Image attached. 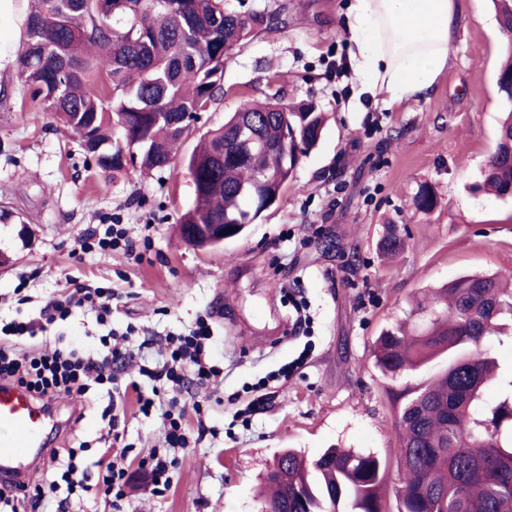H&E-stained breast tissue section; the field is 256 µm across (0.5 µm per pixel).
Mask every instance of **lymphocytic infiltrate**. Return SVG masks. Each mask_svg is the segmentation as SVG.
Returning <instances> with one entry per match:
<instances>
[{
    "mask_svg": "<svg viewBox=\"0 0 512 512\" xmlns=\"http://www.w3.org/2000/svg\"><path fill=\"white\" fill-rule=\"evenodd\" d=\"M112 299L111 288L80 286L51 299L41 316L50 325L89 305L96 310L99 323L107 325L112 318ZM134 333L131 326L122 333L109 329L101 336L97 349L87 350L38 336L30 322L15 321L0 328L1 382L26 388L40 402L72 393L84 395L94 386L106 390L115 408L123 406L132 395L143 415L159 412L164 424L163 449L134 456L124 451L116 457L106 448L89 471L78 468L60 452H52L47 467L55 473V480L28 483L12 493L0 490V512H45L47 500L53 498L62 482L90 497L121 498L128 471L134 466L149 471L154 496H165L171 489L177 464L174 450L188 448L193 432H205L206 426L201 421L190 424L185 409L178 407L176 400H165L164 395L172 387L188 393L192 388L215 383L223 372L206 357L212 328L201 317L188 332L168 339L160 350L161 362L140 367L138 377L122 378L132 354L118 342Z\"/></svg>",
    "mask_w": 512,
    "mask_h": 512,
    "instance_id": "lymphocytic-infiltrate-1",
    "label": "lymphocytic infiltrate"
}]
</instances>
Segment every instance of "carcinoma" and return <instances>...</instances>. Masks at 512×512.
Here are the masks:
<instances>
[{
	"label": "carcinoma",
	"instance_id": "carcinoma-1",
	"mask_svg": "<svg viewBox=\"0 0 512 512\" xmlns=\"http://www.w3.org/2000/svg\"><path fill=\"white\" fill-rule=\"evenodd\" d=\"M512 35V0H493ZM288 26V5L240 15L224 0H32L16 64L29 91L27 111L48 112L80 139L104 173L129 178L171 166L197 113L224 97L230 52L254 34ZM509 110L484 171V185L512 198V43L497 79ZM258 122L265 148L244 150L238 123ZM325 116L278 100L249 105L211 130L190 155L195 205L181 226L256 221L288 184L298 160L320 140ZM288 142V155L280 151ZM128 152L110 165L98 153ZM428 326L409 336L386 331L376 366L392 377L441 355L446 370L390 389L398 482L396 512H512V371L499 370L489 340L512 312V290L494 275L461 277L441 289ZM492 385L502 398L489 407ZM389 464L373 453L327 448L313 460L288 449L266 474L275 512H389Z\"/></svg>",
	"mask_w": 512,
	"mask_h": 512
}]
</instances>
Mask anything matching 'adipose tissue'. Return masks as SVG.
Instances as JSON below:
<instances>
[{
	"label": "adipose tissue",
	"instance_id": "1",
	"mask_svg": "<svg viewBox=\"0 0 512 512\" xmlns=\"http://www.w3.org/2000/svg\"><path fill=\"white\" fill-rule=\"evenodd\" d=\"M466 0H348L345 32L358 92L390 110L426 97L449 64Z\"/></svg>",
	"mask_w": 512,
	"mask_h": 512
}]
</instances>
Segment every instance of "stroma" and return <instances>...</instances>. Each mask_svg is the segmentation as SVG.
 Masks as SVG:
<instances>
[{
    "label": "stroma",
    "instance_id": "stroma-1",
    "mask_svg": "<svg viewBox=\"0 0 512 512\" xmlns=\"http://www.w3.org/2000/svg\"><path fill=\"white\" fill-rule=\"evenodd\" d=\"M346 0H224L227 11L288 6V26L250 37L224 64V96L201 112L170 169L129 180L86 165L79 139L50 114L26 111L16 67L0 74V326L37 317L51 297L79 282L117 293L111 326L144 329L154 346L197 317L214 329L212 357L224 381L203 396L214 433L180 452L172 489L152 497L142 477L124 490L121 512H260L257 491L283 449L309 458L330 447L393 459L398 441L387 388L433 376L389 379L374 365L373 343L401 322L421 327L417 299L475 272L512 278V199L480 185L496 142L503 99L497 74L508 41L492 0H467L448 47L450 64L429 98L385 111L357 96L346 57ZM280 95L315 103L327 117L319 144L300 154L279 200L244 235L215 250L185 242L180 217L194 204L185 165L200 137L252 101ZM428 188L431 211L415 197ZM120 217L134 255L86 252L81 237ZM403 250L384 260L388 230ZM341 252L324 253L325 237ZM302 329H295L297 318ZM108 326V327H111ZM108 327L92 310L58 329L94 348ZM107 395L56 402L54 418L96 458ZM253 405L249 424L237 417ZM85 417L69 422L71 407ZM135 450L156 445L158 416L126 404L121 420Z\"/></svg>",
    "mask_w": 512,
    "mask_h": 512
}]
</instances>
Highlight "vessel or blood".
<instances>
[{
    "label": "vessel or blood",
    "instance_id": "1",
    "mask_svg": "<svg viewBox=\"0 0 512 512\" xmlns=\"http://www.w3.org/2000/svg\"><path fill=\"white\" fill-rule=\"evenodd\" d=\"M50 409L16 384L0 386V484L23 481L45 453Z\"/></svg>",
    "mask_w": 512,
    "mask_h": 512
}]
</instances>
